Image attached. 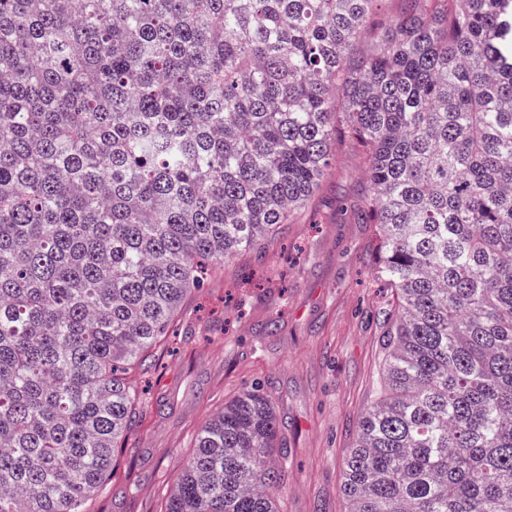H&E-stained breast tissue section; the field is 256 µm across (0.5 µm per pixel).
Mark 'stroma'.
<instances>
[{
	"mask_svg": "<svg viewBox=\"0 0 512 512\" xmlns=\"http://www.w3.org/2000/svg\"><path fill=\"white\" fill-rule=\"evenodd\" d=\"M367 192L360 149L338 136L307 205L185 300L174 336L133 376L142 407L91 512H161L198 431L255 383L277 406L284 512H349L342 464L380 387L392 301L373 274L375 227L356 218Z\"/></svg>",
	"mask_w": 512,
	"mask_h": 512,
	"instance_id": "stroma-1",
	"label": "stroma"
}]
</instances>
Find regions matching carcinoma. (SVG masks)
<instances>
[{
    "instance_id": "cac0c4a2",
    "label": "carcinoma",
    "mask_w": 512,
    "mask_h": 512,
    "mask_svg": "<svg viewBox=\"0 0 512 512\" xmlns=\"http://www.w3.org/2000/svg\"><path fill=\"white\" fill-rule=\"evenodd\" d=\"M0 0V512H90L208 265L361 149L392 289L349 512H512V0ZM259 384L164 512H280Z\"/></svg>"
}]
</instances>
